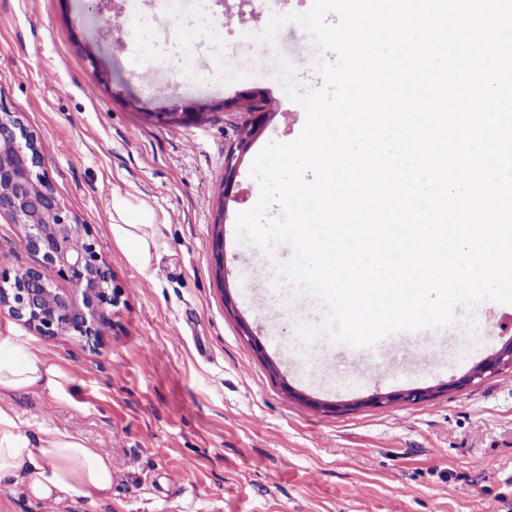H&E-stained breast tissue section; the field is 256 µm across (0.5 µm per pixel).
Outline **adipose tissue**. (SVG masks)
Segmentation results:
<instances>
[{
  "mask_svg": "<svg viewBox=\"0 0 512 512\" xmlns=\"http://www.w3.org/2000/svg\"><path fill=\"white\" fill-rule=\"evenodd\" d=\"M75 385L70 372L16 339L0 336V399L45 391L58 402L71 405ZM18 476L36 500L94 503L112 489V456L56 428L44 427L37 435H27L19 417L0 406V481Z\"/></svg>",
  "mask_w": 512,
  "mask_h": 512,
  "instance_id": "ef3b65f1",
  "label": "adipose tissue"
}]
</instances>
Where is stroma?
<instances>
[{"mask_svg": "<svg viewBox=\"0 0 512 512\" xmlns=\"http://www.w3.org/2000/svg\"><path fill=\"white\" fill-rule=\"evenodd\" d=\"M312 3L113 0L127 39L108 46L95 0H0V106L37 134L55 194L90 225L122 291L96 351L0 314V336L77 381L72 406L10 397L25 430L55 427L112 455V489L97 503L45 504L17 477L0 481V512H512V366L453 385L512 337V304L457 308L429 346L400 332L376 348L399 369L373 372L342 344L300 338L325 309L282 277L288 245L269 257L237 239L238 214L260 197L254 159L305 125L282 67L323 85L295 53L303 27L260 35L272 16ZM186 24L192 39L149 52L140 42L145 26ZM262 54L259 74L250 62ZM252 91L267 100L259 120L241 108ZM198 102L208 109L193 121L154 118ZM249 124L225 189L227 155ZM147 213L153 244L140 265L112 226ZM410 390L428 397L360 404Z\"/></svg>", "mask_w": 512, "mask_h": 512, "instance_id": "stroma-1", "label": "stroma"}]
</instances>
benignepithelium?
Segmentation results:
<instances>
[{"mask_svg":"<svg viewBox=\"0 0 512 512\" xmlns=\"http://www.w3.org/2000/svg\"><path fill=\"white\" fill-rule=\"evenodd\" d=\"M198 106L182 112H157L167 121H188ZM21 228L23 247L41 256L39 264L19 268L0 264V313L46 338L68 336L96 349L112 326L118 294L106 256L97 249L90 227L81 223L51 188L37 139L17 112L0 111V217ZM78 237L83 247H71ZM63 281L65 287L57 286ZM512 364V340L463 376L471 383L487 372ZM421 392L403 396L377 394L367 404L387 405L402 398L415 400Z\"/></svg>","mask_w":512,"mask_h":512,"instance_id":"7a95c632","label":"benign epithelium"}]
</instances>
